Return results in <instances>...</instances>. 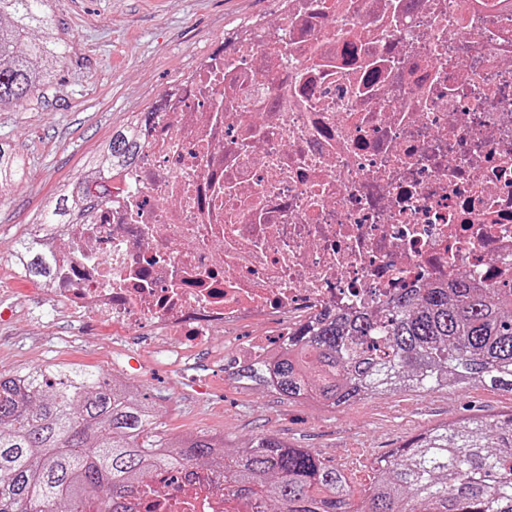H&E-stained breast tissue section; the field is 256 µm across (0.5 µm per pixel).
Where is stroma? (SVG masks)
Returning <instances> with one entry per match:
<instances>
[{"label":"stroma","mask_w":512,"mask_h":512,"mask_svg":"<svg viewBox=\"0 0 512 512\" xmlns=\"http://www.w3.org/2000/svg\"><path fill=\"white\" fill-rule=\"evenodd\" d=\"M269 8V0H51L50 22L69 46L57 78L34 104L0 105V142L24 162L21 179L0 196V373L77 363L122 376L147 396L167 436L204 432L244 445L272 434L336 466L359 498L373 461L427 427L500 419L512 410V394L474 386L368 397L339 409L291 403L231 377L234 348L256 334L252 324L230 329L223 347L203 345L179 357L146 334L98 340L50 298L22 288L8 267L26 224L50 208L62 186L79 184L86 159L115 126L160 101L225 28Z\"/></svg>","instance_id":"1"}]
</instances>
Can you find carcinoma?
Listing matches in <instances>:
<instances>
[{
	"mask_svg": "<svg viewBox=\"0 0 512 512\" xmlns=\"http://www.w3.org/2000/svg\"><path fill=\"white\" fill-rule=\"evenodd\" d=\"M49 0H0V105H22L56 79L66 46L49 29ZM131 126L88 165L77 191H59L40 224H61L109 192L94 170L134 159ZM0 143V196L23 174ZM239 383L331 408L400 391L489 385L512 394V288L461 276L448 288H409L385 313L320 321ZM138 393L84 365L0 373V512H118L158 471L206 466L228 497L256 512H512V413L424 429L373 464L356 503L345 475L308 448L260 433L240 448L205 433L174 441Z\"/></svg>",
	"mask_w": 512,
	"mask_h": 512,
	"instance_id": "carcinoma-1",
	"label": "carcinoma"
}]
</instances>
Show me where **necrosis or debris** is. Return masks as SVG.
<instances>
[{
    "label": "necrosis or debris",
    "mask_w": 512,
    "mask_h": 512,
    "mask_svg": "<svg viewBox=\"0 0 512 512\" xmlns=\"http://www.w3.org/2000/svg\"><path fill=\"white\" fill-rule=\"evenodd\" d=\"M137 137L105 199L28 225L39 277L10 255L91 335L182 353L294 316L244 362L405 288L512 284V0H276ZM126 512H224V483L154 476Z\"/></svg>",
    "instance_id": "1"
}]
</instances>
